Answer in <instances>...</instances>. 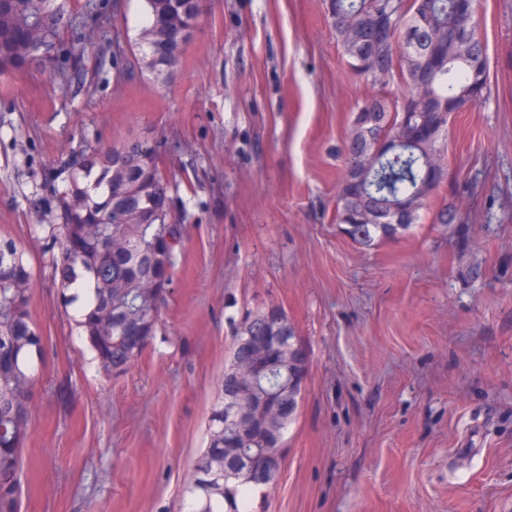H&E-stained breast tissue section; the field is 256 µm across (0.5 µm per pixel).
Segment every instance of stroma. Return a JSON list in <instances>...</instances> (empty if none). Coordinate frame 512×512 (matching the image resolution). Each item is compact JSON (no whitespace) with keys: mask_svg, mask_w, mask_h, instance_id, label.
<instances>
[{"mask_svg":"<svg viewBox=\"0 0 512 512\" xmlns=\"http://www.w3.org/2000/svg\"><path fill=\"white\" fill-rule=\"evenodd\" d=\"M143 0L77 16L83 82L0 75V237L34 273L46 338L22 448L21 512H184L245 319L283 310L308 356L257 512H512V0H479L489 93L448 124L453 180L483 206L460 246L431 210L396 239L336 224L352 114L371 84L328 0H208L174 77L118 65ZM157 140L182 242L156 330L105 375L61 303L52 171L82 145Z\"/></svg>","mask_w":512,"mask_h":512,"instance_id":"stroma-1","label":"stroma"}]
</instances>
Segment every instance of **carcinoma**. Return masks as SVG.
I'll return each mask as SVG.
<instances>
[{"mask_svg": "<svg viewBox=\"0 0 512 512\" xmlns=\"http://www.w3.org/2000/svg\"><path fill=\"white\" fill-rule=\"evenodd\" d=\"M79 0H0V72L48 70L53 58L37 59L39 40L61 43L63 29L35 31L20 5L34 15L72 17ZM145 23L130 44L132 64L164 81L180 66L188 41L183 32L197 25L206 0H144ZM333 26L346 66L374 83L395 80L398 95H372L358 105L359 112L381 114L383 124L360 130L350 127L345 142L344 170L337 187L336 223L344 216L381 214L402 202L412 203L404 224L390 228L373 221L353 224L343 231L356 243L372 246L394 239L421 219L441 185L428 183L435 166H447L442 136L448 122L440 114L442 102L464 107L488 93V57L477 19L476 0H340L332 14ZM402 142L396 151L387 140ZM122 149L128 161L120 164ZM375 153L362 182L351 177L352 166L363 155ZM58 223L51 225L53 271L64 305L76 296L68 291L80 279L90 282L92 297L76 325L95 351L105 373L126 371L147 342L136 344L125 330L130 319L157 322L176 261L157 268L154 243L166 236L179 238V224L150 221L155 203L173 187L159 155L139 137L118 145H96L74 150L54 171ZM480 196L479 180L460 186L448 182V201L432 211V223L468 243L466 224L471 204ZM33 272L17 243L0 238V512H19L21 451L28 434L37 355L30 336ZM268 308L248 318L233 346L231 361L250 358L247 336H261L273 319ZM258 394L288 399L287 381L261 359L252 360ZM221 401L212 410L208 444L187 480L190 512H253L246 478L224 481L244 451L254 462L283 452V437L293 413L258 426L269 425L275 440L251 435L224 423L226 380L220 383Z\"/></svg>", "mask_w": 512, "mask_h": 512, "instance_id": "carcinoma-1", "label": "carcinoma"}]
</instances>
